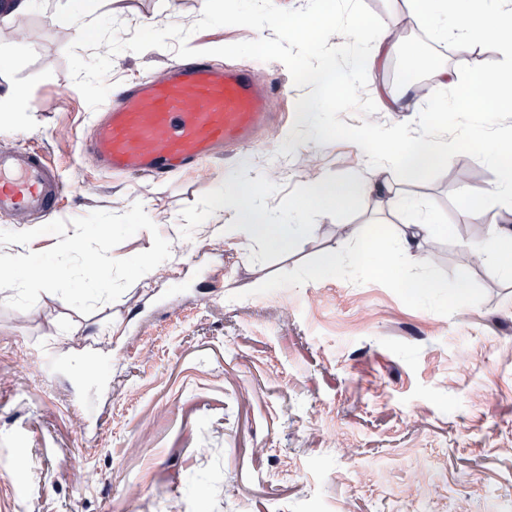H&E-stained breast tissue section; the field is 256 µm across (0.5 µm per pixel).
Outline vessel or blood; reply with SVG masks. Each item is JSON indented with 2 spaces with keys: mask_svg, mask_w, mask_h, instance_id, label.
<instances>
[{
  "mask_svg": "<svg viewBox=\"0 0 512 512\" xmlns=\"http://www.w3.org/2000/svg\"><path fill=\"white\" fill-rule=\"evenodd\" d=\"M82 147L102 171L163 180L249 140L267 118L265 89L245 69L204 58L172 63L164 78L113 91ZM65 184L31 148L0 149V218L39 223L56 212Z\"/></svg>",
  "mask_w": 512,
  "mask_h": 512,
  "instance_id": "1",
  "label": "vessel or blood"
}]
</instances>
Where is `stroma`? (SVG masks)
Wrapping results in <instances>:
<instances>
[{
	"instance_id": "35a3bbf8",
	"label": "stroma",
	"mask_w": 512,
	"mask_h": 512,
	"mask_svg": "<svg viewBox=\"0 0 512 512\" xmlns=\"http://www.w3.org/2000/svg\"><path fill=\"white\" fill-rule=\"evenodd\" d=\"M80 0H36L0 26V88L25 89L29 109L0 112V148L41 150L67 192L55 217L127 211L142 203L163 237L182 240L181 258L148 285L83 314L41 293L27 311L0 291V512H500L512 506V278L500 266H472L463 244H490L486 225L467 223L455 192L465 181L485 198L498 174L482 158L492 134L512 151V114H496L470 138L469 115L435 114L407 98L406 112L371 119L394 124L423 116L432 134L454 141L448 168L404 184L436 220L420 256L381 275L327 271V252L374 256L417 212L377 211L359 197L334 219L309 213L314 236L287 255L256 247L194 246L217 204L214 188L250 155L274 172L262 202L279 209L303 181L346 179L365 166L351 142L305 137L297 159L277 151L303 91L278 61L236 67L278 83L273 121L257 139L194 172L157 182L111 175L82 155L92 110L76 88L63 19ZM204 0H116L101 6L123 26L192 28L189 47L256 39L255 30H195ZM453 39L415 32L409 47L454 68L460 83L496 68L497 50L461 57ZM173 49L123 51L107 80L122 86L161 77ZM359 224V237L342 228ZM433 278L416 297L405 279ZM469 292L457 298V280ZM53 352L57 372L23 366V355ZM94 355L97 378L75 372V352ZM99 480H86L88 471Z\"/></svg>"
}]
</instances>
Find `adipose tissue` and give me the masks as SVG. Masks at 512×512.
<instances>
[{"instance_id":"ef3b65f1","label":"adipose tissue","mask_w":512,"mask_h":512,"mask_svg":"<svg viewBox=\"0 0 512 512\" xmlns=\"http://www.w3.org/2000/svg\"><path fill=\"white\" fill-rule=\"evenodd\" d=\"M324 3L325 0H307L305 11L286 15L273 6L256 20L259 29L274 27L284 36L310 45L322 42L326 30L333 28L343 34L336 53L360 49L354 75L332 82L331 65L324 61L312 72L314 84L332 82L339 93L355 96L359 78L384 66L404 45L408 29L425 30L447 22L460 56L472 55L476 46L487 45L498 51L501 62L497 68L477 71L455 98L431 101L430 111L465 112L477 117L512 112V0H485L480 6L459 0L453 8L448 0H390V12L386 19L378 21L370 43L365 42L360 26L347 22L340 13L326 10ZM354 139L365 157L364 172L345 180L330 175L310 180L302 188L301 206L289 207L284 215L261 205L268 187L263 175L243 178L233 171L225 173L217 188L220 206L216 221L204 227L206 240L220 243L235 239L243 246L290 253L301 238L312 232L310 225L297 222L298 210H314L331 217L344 210L352 199L370 196L379 211L396 212L410 202L401 189L402 183L416 182L429 172L447 168L453 156L447 139H435L423 132L412 135L410 127L401 123L372 127L370 132L355 134ZM388 143L399 144V151L385 152ZM483 156L501 174L491 193L498 206L492 210L483 201L470 200L463 219L486 224L496 244L512 245V158L491 137L484 142ZM395 170L400 172V179L392 178ZM431 229V219L425 215L419 222L401 227L395 249L373 258L362 252L345 259L330 254L325 264L331 268L345 261L372 274L382 273L394 268L400 257L418 253Z\"/></svg>"}]
</instances>
